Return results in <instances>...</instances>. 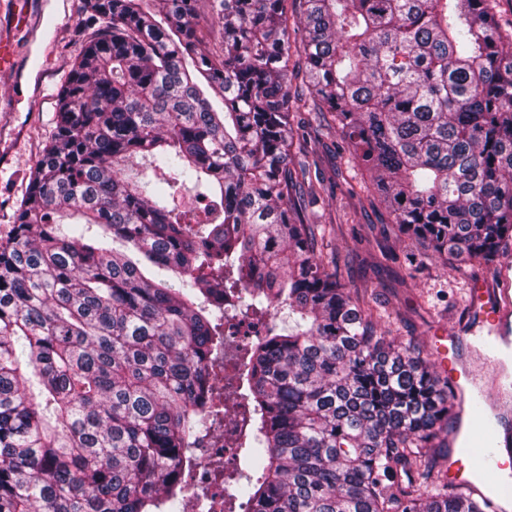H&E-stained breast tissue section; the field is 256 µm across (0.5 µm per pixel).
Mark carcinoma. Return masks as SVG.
Segmentation results:
<instances>
[{
	"label": "carcinoma",
	"mask_w": 512,
	"mask_h": 512,
	"mask_svg": "<svg viewBox=\"0 0 512 512\" xmlns=\"http://www.w3.org/2000/svg\"><path fill=\"white\" fill-rule=\"evenodd\" d=\"M198 2H84L55 132L0 242V512H190L192 464L228 405L224 294L271 321L234 397L242 512H492L433 481L448 380L341 282L332 225L301 205L320 180L291 155L310 121L339 130L397 240L445 265L498 261L499 0H207L219 57ZM200 187L202 209L178 207Z\"/></svg>",
	"instance_id": "obj_1"
}]
</instances>
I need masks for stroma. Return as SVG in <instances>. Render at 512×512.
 I'll list each match as a JSON object with an SVG mask.
<instances>
[{"mask_svg":"<svg viewBox=\"0 0 512 512\" xmlns=\"http://www.w3.org/2000/svg\"><path fill=\"white\" fill-rule=\"evenodd\" d=\"M82 16L83 0H13L0 12V41L9 42L14 58L12 69H0V240L11 236L29 174L54 132L56 94L81 50ZM321 140L324 191L318 210L336 228L332 245L341 280L350 288L371 285L384 315L382 330L414 341L432 369H439V336L466 318L474 283L492 276L494 266L466 261L451 270L408 240L394 241L391 259H384L377 244L392 236L391 225L380 222L367 200L351 197L349 184L337 177L341 136L331 130ZM457 353L489 397L512 407V355L484 365L470 337Z\"/></svg>","mask_w":512,"mask_h":512,"instance_id":"1","label":"stroma"}]
</instances>
